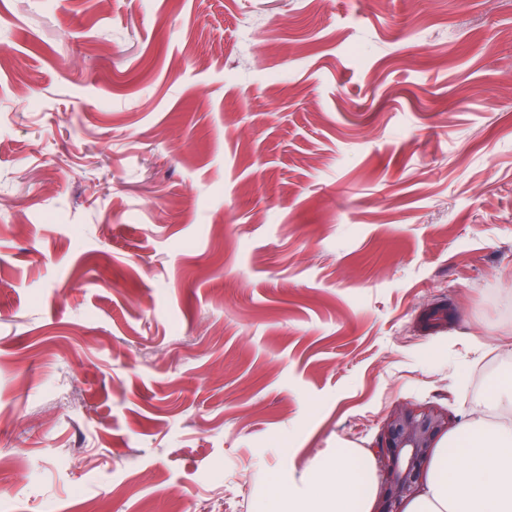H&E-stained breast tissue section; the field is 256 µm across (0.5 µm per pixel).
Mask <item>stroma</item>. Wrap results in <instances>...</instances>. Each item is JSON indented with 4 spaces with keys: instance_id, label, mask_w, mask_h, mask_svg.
I'll return each mask as SVG.
<instances>
[{
    "instance_id": "1",
    "label": "stroma",
    "mask_w": 512,
    "mask_h": 512,
    "mask_svg": "<svg viewBox=\"0 0 512 512\" xmlns=\"http://www.w3.org/2000/svg\"><path fill=\"white\" fill-rule=\"evenodd\" d=\"M0 0V512H254L512 372V0ZM448 300L447 329L423 310Z\"/></svg>"
}]
</instances>
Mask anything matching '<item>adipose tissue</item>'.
<instances>
[{
    "label": "adipose tissue",
    "mask_w": 512,
    "mask_h": 512,
    "mask_svg": "<svg viewBox=\"0 0 512 512\" xmlns=\"http://www.w3.org/2000/svg\"><path fill=\"white\" fill-rule=\"evenodd\" d=\"M489 403L503 409L494 421L478 419L435 450L428 478L405 512H512V375L498 380ZM342 483L349 492H332ZM374 475L355 449L339 448L287 483L264 491L257 512H372Z\"/></svg>",
    "instance_id": "1"
}]
</instances>
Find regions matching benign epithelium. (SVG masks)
I'll list each match as a JSON object with an SVG mask.
<instances>
[{
    "instance_id": "1",
    "label": "benign epithelium",
    "mask_w": 512,
    "mask_h": 512,
    "mask_svg": "<svg viewBox=\"0 0 512 512\" xmlns=\"http://www.w3.org/2000/svg\"><path fill=\"white\" fill-rule=\"evenodd\" d=\"M448 431V414L401 407L385 423L375 448L383 493L373 512H402L422 489L424 470L437 438Z\"/></svg>"
}]
</instances>
